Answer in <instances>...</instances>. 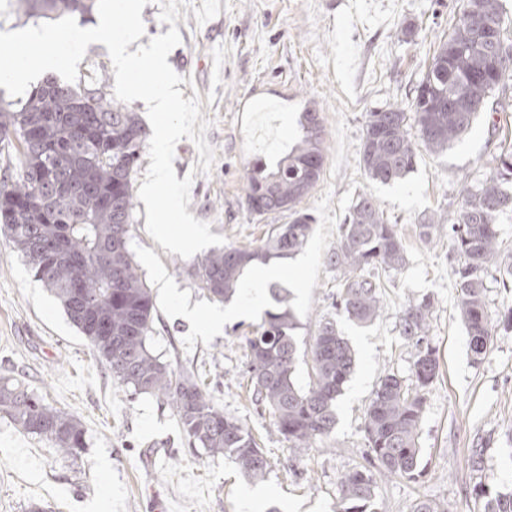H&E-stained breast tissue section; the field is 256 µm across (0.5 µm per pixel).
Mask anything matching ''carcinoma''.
I'll use <instances>...</instances> for the list:
<instances>
[{"instance_id": "obj_1", "label": "carcinoma", "mask_w": 512, "mask_h": 512, "mask_svg": "<svg viewBox=\"0 0 512 512\" xmlns=\"http://www.w3.org/2000/svg\"><path fill=\"white\" fill-rule=\"evenodd\" d=\"M32 15H85L94 0H18ZM440 43L420 82L414 122L422 143L442 152L472 126L475 101L512 78V64L495 63L484 50L486 37L503 36L500 0H467ZM303 136L293 152L271 170L256 161L247 172L246 204L264 215L287 210L292 220L272 230L254 248L225 247L194 262L189 274L217 301L232 298L244 270L256 261L298 254L314 231L298 204L320 179L324 162L318 113L303 115ZM34 131L31 143L23 131ZM16 137L21 160L0 182V235L20 252L38 280L60 301L109 374L132 394H149L170 405L185 443L195 450L232 460L253 481L266 477L270 460L252 432L216 407L193 372L176 370L148 343L155 303L139 275L129 247L133 221V177L148 131L135 113L98 88L71 87L49 77L15 110L0 108V141ZM417 145L405 112L385 109L369 115L361 162L368 176L389 184L417 164ZM512 152L496 157L492 172L464 186L455 224L434 215L419 220L425 241L448 233L451 252L463 257L454 270L457 309L474 361L493 345L497 324L486 305L484 270L506 265L499 250L498 218L512 211ZM331 263L342 272L335 307L349 320L368 325L381 315V282L376 272L399 271L405 249L395 225L386 222L377 202L359 197L339 228ZM278 307L243 337L256 403L271 412L277 431L294 448H309L336 424V402L355 365L352 349L335 321L319 322L310 344L313 380L294 379L298 322L286 297L271 289ZM434 302L410 299L400 316L401 335L417 349L413 383L392 372L383 375L364 416L369 464L389 476L418 474L419 437L425 391L439 374L436 349L429 343ZM0 413L22 433L47 442L66 460L88 448L87 430L75 416L51 405L14 376L0 377ZM339 512H368L377 482L358 467L340 477Z\"/></svg>"}]
</instances>
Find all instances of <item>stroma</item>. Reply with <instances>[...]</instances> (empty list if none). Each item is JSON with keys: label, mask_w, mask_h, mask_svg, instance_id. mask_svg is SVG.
<instances>
[{"label": "stroma", "mask_w": 512, "mask_h": 512, "mask_svg": "<svg viewBox=\"0 0 512 512\" xmlns=\"http://www.w3.org/2000/svg\"><path fill=\"white\" fill-rule=\"evenodd\" d=\"M462 9L463 0H220L219 15L205 24L183 6L169 25L150 0L139 43L178 28L182 42L167 61L184 78V98H200L201 117L211 123L205 139L216 154L211 170L199 172L195 144L182 139L176 177L193 175L187 210L226 246H256L273 226L290 222L286 211L248 209L246 168L258 159L275 167L302 137L303 112H318L323 170L299 205L313 216L315 231L296 257L279 260L280 287L299 320L300 342L309 341L320 319L335 318L355 351V368L329 436L309 448L290 447L251 398L242 338L260 314L207 331L217 301L196 287L191 259L149 236L146 207L135 201L130 249L157 316L150 348L172 367L193 371L214 404L260 439L271 470L252 481L224 456L187 451L170 406L131 395L112 379L0 237V371L24 375L50 404L78 417L89 438L72 464L0 415V512H28L33 503L44 512H336L341 475L366 462L363 415L379 378L391 371L413 380L416 350L400 334V315L406 300L425 296L434 302L429 338L440 371L427 393L420 473L378 476L370 510L411 512L425 498L446 512H484L486 498L512 495V331H498L486 358L473 361L456 306L449 241L425 242L417 228L425 214L454 223L462 188L512 149V80L489 95L471 130L448 152L419 148L414 170L401 181H373L360 163L369 113L412 112L415 89ZM78 73L82 85L113 94L105 45H89ZM365 194L395 225L408 262L399 273L381 274L382 314L360 327L333 307L341 273L329 258L345 215ZM158 268L165 282H157ZM479 486L485 497H476ZM256 488L265 494L247 506L245 492Z\"/></svg>", "instance_id": "1"}]
</instances>
